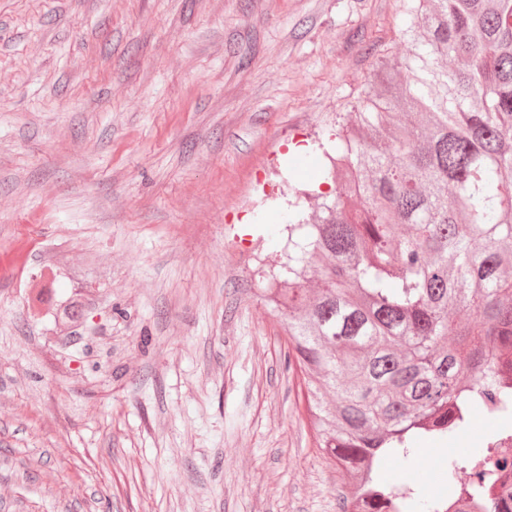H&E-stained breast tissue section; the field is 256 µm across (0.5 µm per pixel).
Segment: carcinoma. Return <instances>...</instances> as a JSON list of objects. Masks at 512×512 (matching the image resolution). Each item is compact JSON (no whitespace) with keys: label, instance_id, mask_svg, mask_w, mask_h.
I'll return each mask as SVG.
<instances>
[{"label":"carcinoma","instance_id":"1","mask_svg":"<svg viewBox=\"0 0 512 512\" xmlns=\"http://www.w3.org/2000/svg\"><path fill=\"white\" fill-rule=\"evenodd\" d=\"M404 27L408 53L373 73L354 123L315 134L330 191L283 198L280 259L258 274L316 447L372 487L368 508L440 512L384 461L410 463L416 435L451 438L481 410L496 427L470 451L474 479L448 459V496L496 512L512 469L496 448L512 432V0H418Z\"/></svg>","mask_w":512,"mask_h":512}]
</instances>
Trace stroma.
Listing matches in <instances>:
<instances>
[{
	"instance_id": "stroma-1",
	"label": "stroma",
	"mask_w": 512,
	"mask_h": 512,
	"mask_svg": "<svg viewBox=\"0 0 512 512\" xmlns=\"http://www.w3.org/2000/svg\"><path fill=\"white\" fill-rule=\"evenodd\" d=\"M403 5L0 0V512H344L255 269ZM489 430L386 471L437 495Z\"/></svg>"
}]
</instances>
